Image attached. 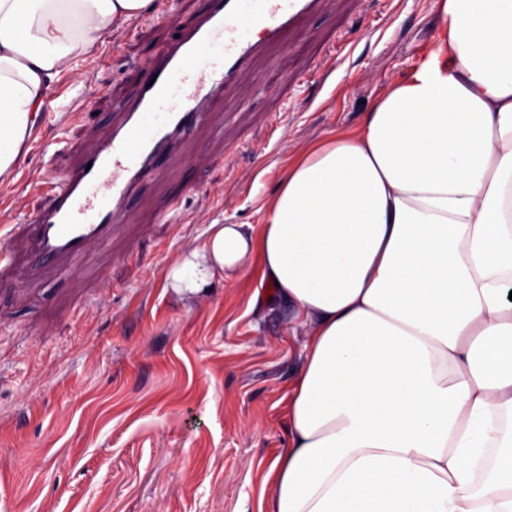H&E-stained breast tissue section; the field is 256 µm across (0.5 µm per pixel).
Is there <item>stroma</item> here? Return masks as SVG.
I'll list each match as a JSON object with an SVG mask.
<instances>
[{"mask_svg":"<svg viewBox=\"0 0 512 512\" xmlns=\"http://www.w3.org/2000/svg\"><path fill=\"white\" fill-rule=\"evenodd\" d=\"M207 7L154 0L61 74L0 185V243L18 213L46 205L33 177L72 169L107 137ZM439 37L436 0L327 9L266 50L142 183L111 247L87 260L100 278L41 266L15 238L0 276V512H259L265 473L288 446L294 311L258 291L255 265L202 298L178 295L166 274L209 225L259 224L296 153L359 127L390 83L430 63ZM329 52L334 71L318 69Z\"/></svg>","mask_w":512,"mask_h":512,"instance_id":"obj_1","label":"stroma"}]
</instances>
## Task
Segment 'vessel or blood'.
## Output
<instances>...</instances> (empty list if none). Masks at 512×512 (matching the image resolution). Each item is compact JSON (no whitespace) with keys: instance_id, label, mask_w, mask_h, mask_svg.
Here are the masks:
<instances>
[{"instance_id":"b4317fda","label":"vessel or blood","mask_w":512,"mask_h":512,"mask_svg":"<svg viewBox=\"0 0 512 512\" xmlns=\"http://www.w3.org/2000/svg\"><path fill=\"white\" fill-rule=\"evenodd\" d=\"M329 0H209L208 9L165 49L150 85L123 105L110 134L81 165L46 180L48 202L25 216L34 250L70 269L106 246L140 182L160 156L176 154L185 132L204 124L211 104L243 78L267 43L300 30Z\"/></svg>"}]
</instances>
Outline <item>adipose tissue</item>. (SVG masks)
Instances as JSON below:
<instances>
[{"mask_svg": "<svg viewBox=\"0 0 512 512\" xmlns=\"http://www.w3.org/2000/svg\"><path fill=\"white\" fill-rule=\"evenodd\" d=\"M152 0H0V180L45 94ZM433 61L303 147L261 227L212 224L167 279L252 257L302 339L268 512H512V0H439Z\"/></svg>", "mask_w": 512, "mask_h": 512, "instance_id": "ef3b65f1", "label": "adipose tissue"}]
</instances>
